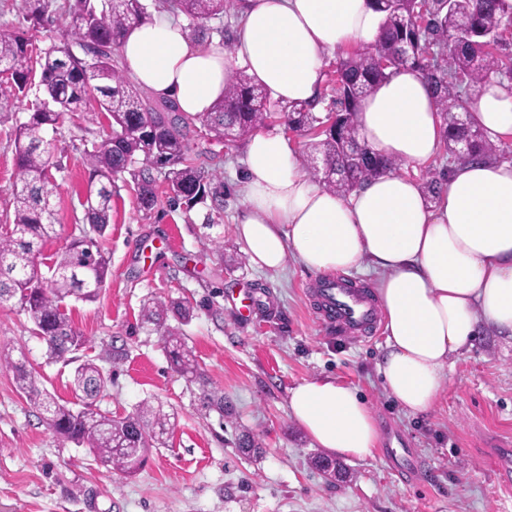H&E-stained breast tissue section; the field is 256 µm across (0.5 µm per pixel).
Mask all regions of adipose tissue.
Instances as JSON below:
<instances>
[{
  "instance_id": "1",
  "label": "adipose tissue",
  "mask_w": 512,
  "mask_h": 512,
  "mask_svg": "<svg viewBox=\"0 0 512 512\" xmlns=\"http://www.w3.org/2000/svg\"><path fill=\"white\" fill-rule=\"evenodd\" d=\"M381 16L371 0H246L231 48L192 43L168 15L132 27L120 48L136 83L194 116L210 111L238 68L284 102L319 93L327 55L374 42ZM489 137L512 135V84L491 77L472 106ZM360 139L408 164L432 160L443 135L436 100L404 66L360 103ZM236 236L250 263L277 272L288 260L326 274L373 270L385 317L378 364L385 390L405 410L429 413L449 358L476 336L512 339V161L450 166L440 192L391 172L342 197L324 190L279 133L246 143ZM296 422L313 442L346 458L378 439L356 388L314 378L290 391Z\"/></svg>"
}]
</instances>
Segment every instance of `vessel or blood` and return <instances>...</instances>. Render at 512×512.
<instances>
[{
    "label": "vessel or blood",
    "instance_id": "vessel-or-blood-1",
    "mask_svg": "<svg viewBox=\"0 0 512 512\" xmlns=\"http://www.w3.org/2000/svg\"><path fill=\"white\" fill-rule=\"evenodd\" d=\"M321 313L341 335L362 334L374 328L377 309L364 294L340 281H327L317 290ZM384 459L398 472L417 476L420 467L409 449L398 446L383 451ZM501 486L512 485V448H497L489 456Z\"/></svg>",
    "mask_w": 512,
    "mask_h": 512
}]
</instances>
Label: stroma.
Segmentation results:
<instances>
[{"label":"stroma","mask_w":512,"mask_h":512,"mask_svg":"<svg viewBox=\"0 0 512 512\" xmlns=\"http://www.w3.org/2000/svg\"><path fill=\"white\" fill-rule=\"evenodd\" d=\"M42 96L29 84L0 114V225L13 211V131ZM107 130L95 101L67 115L54 172L55 233L44 254L80 236L85 150ZM196 145L216 175L212 199L190 209L175 203L159 172L157 199L146 211L132 179L116 180L111 222L98 240L110 274L97 300L69 306L87 339L77 359L112 375L97 408L125 416L143 401L161 402L175 416L165 443L149 450L135 474L113 472L56 436L2 366L0 512H512V490L484 464L488 449L512 446V342L475 338L451 358L433 410L409 414L377 374L384 338L338 337L314 313L321 275L293 260L279 272L250 264L235 231L244 201L243 141ZM242 288L259 300L247 319L231 302ZM171 298L193 309L189 322L171 317L166 326L183 334L206 387L172 369L160 331L142 320L145 306ZM31 328L19 308H0V353L26 356L45 389L72 400L73 365L47 363ZM319 377L357 388L379 434L401 435L425 462L424 477L393 472L377 447L363 459H337L333 472L318 469L321 451L293 419L288 399L292 388ZM205 389L223 395L225 414L201 407ZM247 433L258 440L259 456L240 452Z\"/></svg>","instance_id":"1"}]
</instances>
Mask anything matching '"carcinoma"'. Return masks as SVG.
Wrapping results in <instances>:
<instances>
[{
  "label": "carcinoma",
  "instance_id": "carcinoma-1",
  "mask_svg": "<svg viewBox=\"0 0 512 512\" xmlns=\"http://www.w3.org/2000/svg\"><path fill=\"white\" fill-rule=\"evenodd\" d=\"M31 29L49 45L40 55V86L46 100L17 125L14 139L17 176L12 188L13 213L6 218L10 232L0 233V307L12 301L28 314L32 333L46 344L47 360L68 362L69 354L84 347L73 327L67 301L95 300L104 288L108 261L101 247L82 237L43 261L41 246L53 227L51 199L56 184L48 171L57 166L56 139L65 116L86 106L90 81L97 80L98 104L110 121L111 132L85 150L89 183L97 193L84 205L83 221L99 235L110 224L112 186L129 175L137 186L140 206L155 203L154 172H164L174 196L189 205L204 202L213 174L192 157L197 129L216 141L231 133L243 139L267 127L275 112L285 113L288 128L296 132L322 130L323 139L312 144L311 174L322 186L346 196L364 182L399 168L362 143L357 114L362 98L394 70L412 66L421 70L433 87L443 119V137L455 159H506L508 150L490 141L486 133L459 116L470 112L485 80L492 74L512 82V42L504 33L512 29V14L499 11L497 0H372L382 15L378 39L360 45L336 62L334 113L320 117L311 103L273 99L269 90L244 69L234 72L224 96L211 111L191 117L169 104L162 109L146 101L114 59L129 30L151 18L142 0H21ZM226 0H159L158 12L185 16L191 34H205L204 21L224 14ZM71 18L83 56L69 44L56 43L52 33L56 15ZM32 38L0 35V65L12 70V81L23 91L28 80ZM173 315L187 323L190 306L181 300L158 301L146 309L144 320L164 327ZM171 364L181 375L200 379L192 350L176 334L164 331ZM13 372L17 389L39 410L58 436L89 449L102 463L125 474L135 472L149 448L163 443L170 415L148 403L136 413L112 415L94 408L107 377L91 360L74 370L76 402L61 404L39 387L26 358L0 360ZM203 407L224 415V397L202 389Z\"/></svg>",
  "mask_w": 512,
  "mask_h": 512
}]
</instances>
